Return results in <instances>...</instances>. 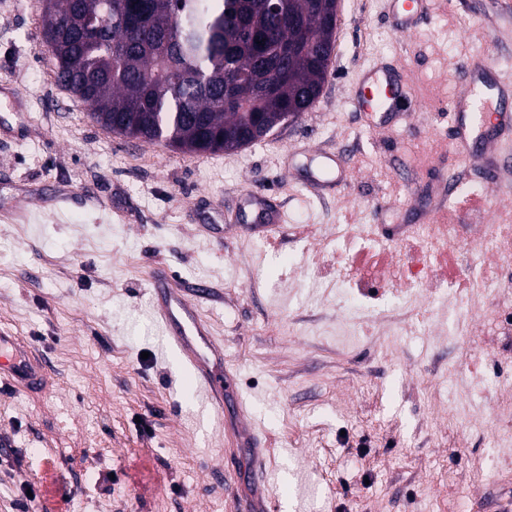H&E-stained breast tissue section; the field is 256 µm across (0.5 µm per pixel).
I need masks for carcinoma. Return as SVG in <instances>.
I'll list each match as a JSON object with an SVG mask.
<instances>
[{
    "mask_svg": "<svg viewBox=\"0 0 512 512\" xmlns=\"http://www.w3.org/2000/svg\"><path fill=\"white\" fill-rule=\"evenodd\" d=\"M50 2L58 81L112 132L182 151L236 150L253 115L271 130L313 109L335 45L337 0Z\"/></svg>",
    "mask_w": 512,
    "mask_h": 512,
    "instance_id": "1",
    "label": "carcinoma"
}]
</instances>
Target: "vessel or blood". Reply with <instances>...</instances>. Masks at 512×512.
Returning a JSON list of instances; mask_svg holds the SVG:
<instances>
[{
  "mask_svg": "<svg viewBox=\"0 0 512 512\" xmlns=\"http://www.w3.org/2000/svg\"><path fill=\"white\" fill-rule=\"evenodd\" d=\"M427 0H395L396 24L409 30L416 15L421 13ZM361 90L354 100L363 112L376 116L375 128H383L397 114L404 113L406 95L392 71L373 67L367 69L361 80ZM505 113L501 94L480 85L475 74H467L463 90L448 106L449 142L453 153L465 152L468 138L475 131L497 136ZM342 160L335 154L326 155L317 175L309 179L308 189L334 186L336 175L342 174ZM240 210L246 222L273 227L282 223L281 212L267 207L255 194L241 198ZM154 310L163 324L170 345L190 373L196 387L203 391L216 414L224 412V395L233 380V374L224 365V352L212 335L197 306L182 289L177 288L164 272L152 275ZM0 380L17 391L43 393L49 388V378L43 357L33 351L23 337L0 331ZM236 447L248 449L250 472L255 493L243 502V512H272L270 495L261 491L264 481L263 441L248 423L238 416L229 430Z\"/></svg>",
  "mask_w": 512,
  "mask_h": 512,
  "instance_id": "vessel-or-blood-1",
  "label": "vessel or blood"
}]
</instances>
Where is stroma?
Segmentation results:
<instances>
[{"label":"stroma","mask_w":512,"mask_h":512,"mask_svg":"<svg viewBox=\"0 0 512 512\" xmlns=\"http://www.w3.org/2000/svg\"><path fill=\"white\" fill-rule=\"evenodd\" d=\"M393 0H338L336 47L312 111L242 148L177 150L96 123L62 87L43 39L44 0H0V329L49 366L42 395L0 387V512L33 487L42 512H242L247 451L228 447L164 351L151 275L164 267L224 343L268 445L274 512H496L512 498V356L485 336L497 307L427 313L425 293L352 311L324 242L373 234L438 207L442 171L490 189L491 150L449 151L444 108L491 54L512 85V0H429L410 31ZM390 65L416 104L372 128L353 99ZM343 152L345 180L309 192L298 170ZM251 191L276 228L230 223ZM495 374L484 394L467 367Z\"/></svg>","instance_id":"1"}]
</instances>
